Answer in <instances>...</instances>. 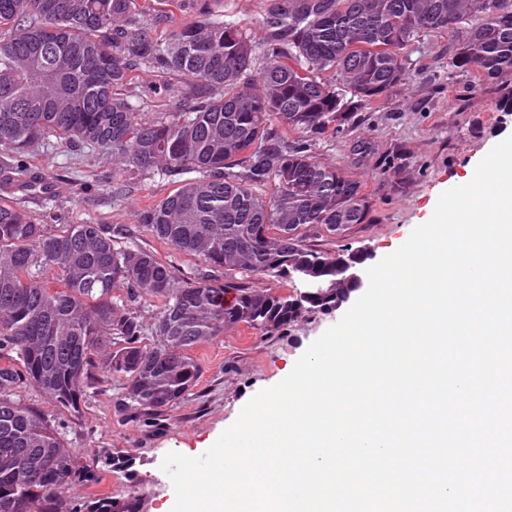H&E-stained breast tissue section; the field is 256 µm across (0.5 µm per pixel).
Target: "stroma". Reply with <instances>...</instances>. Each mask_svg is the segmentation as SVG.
Listing matches in <instances>:
<instances>
[{
    "label": "stroma",
    "mask_w": 512,
    "mask_h": 512,
    "mask_svg": "<svg viewBox=\"0 0 512 512\" xmlns=\"http://www.w3.org/2000/svg\"><path fill=\"white\" fill-rule=\"evenodd\" d=\"M456 35L443 31L419 34L409 51V81L384 95L377 107L356 113L344 132L314 141L316 160L335 164L357 181L369 202L364 223L342 237L307 232L308 245L325 252L341 247L368 249L374 259L392 253L413 228L427 222L439 195L468 182L477 163L496 144L512 136V112L497 111V83L478 81L450 65ZM175 76L140 71L130 90L139 117L155 120L168 109L156 87L175 83ZM367 153H359L360 143ZM25 168L53 182L52 193H14L13 201L32 221L53 213L65 224H124V245L153 252L174 268L176 276L194 279L211 274L205 262L187 256L152 237L134 221L136 211L172 193L167 177L148 173L133 181L114 177L111 154L96 145L71 147L52 137L23 158ZM342 316L341 310L315 312L279 336L262 337L244 326L194 349L201 366L196 386L170 407L160 421L145 425L124 421L115 412L123 393L121 381L108 378L88 389L79 414L58 410L54 402L29 388L21 402L62 424L65 448L92 463L94 478L76 495L113 493L134 486L140 512H171L175 496L160 464L167 452L203 454L258 392L286 377L308 346ZM131 455L129 474L105 470L97 462L105 451Z\"/></svg>",
    "instance_id": "35a3bbf8"
}]
</instances>
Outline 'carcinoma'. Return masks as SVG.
<instances>
[{
    "label": "carcinoma",
    "mask_w": 512,
    "mask_h": 512,
    "mask_svg": "<svg viewBox=\"0 0 512 512\" xmlns=\"http://www.w3.org/2000/svg\"><path fill=\"white\" fill-rule=\"evenodd\" d=\"M48 2L0 0V26L11 27L0 36V146L15 159L0 183L53 190L21 163L52 135L105 147L115 175L178 184L135 221L224 269V284L179 280L152 252L116 246L122 227L37 224L0 197V512H138L131 492L69 495L89 470L21 393L36 387L78 414L95 374H108L124 383L116 412L154 423L195 386L196 346L240 325L276 336L349 295L336 259L357 253L312 249L303 230L336 236V225L365 221L368 201L313 158V139L406 84L408 43L421 32L469 22L452 66L483 81L512 71V0H267L260 41L214 0H192L194 19L163 39L151 32L167 15L155 11L149 25L133 0H58L51 12ZM139 68L180 77L164 86L174 110L156 121L138 120L125 93ZM52 269L59 288L42 277ZM237 273L292 290L254 288ZM145 296L160 301L150 328ZM103 464L128 472L135 459L112 453Z\"/></svg>",
    "instance_id": "carcinoma-1"
}]
</instances>
